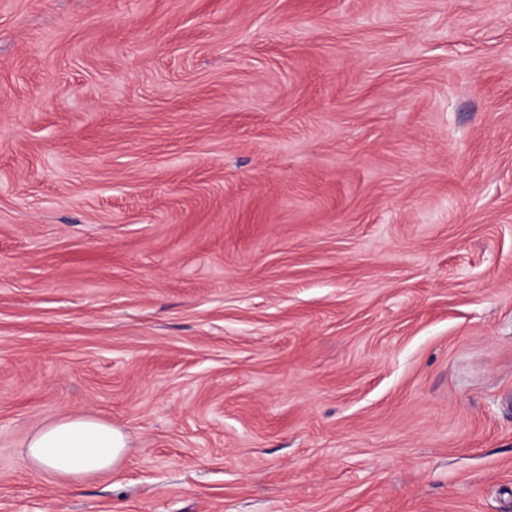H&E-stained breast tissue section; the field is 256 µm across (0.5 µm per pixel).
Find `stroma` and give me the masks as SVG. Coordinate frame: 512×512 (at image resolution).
Instances as JSON below:
<instances>
[{
    "mask_svg": "<svg viewBox=\"0 0 512 512\" xmlns=\"http://www.w3.org/2000/svg\"><path fill=\"white\" fill-rule=\"evenodd\" d=\"M0 512H512V0H0ZM26 448L36 468L67 485L117 467L126 453L127 436L93 417L66 416L38 428Z\"/></svg>",
    "mask_w": 512,
    "mask_h": 512,
    "instance_id": "35a3bbf8",
    "label": "stroma"
}]
</instances>
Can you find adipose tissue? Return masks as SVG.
<instances>
[{
  "label": "adipose tissue",
  "mask_w": 512,
  "mask_h": 512,
  "mask_svg": "<svg viewBox=\"0 0 512 512\" xmlns=\"http://www.w3.org/2000/svg\"><path fill=\"white\" fill-rule=\"evenodd\" d=\"M33 465L67 485L112 471L123 460L127 437L112 424L89 416H66L38 428L29 438Z\"/></svg>",
  "instance_id": "ef3b65f1"
}]
</instances>
